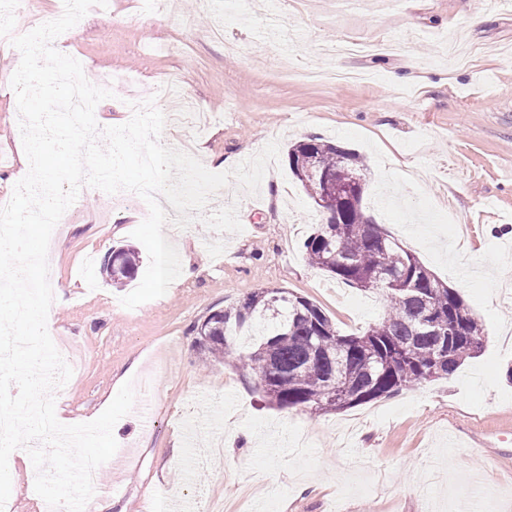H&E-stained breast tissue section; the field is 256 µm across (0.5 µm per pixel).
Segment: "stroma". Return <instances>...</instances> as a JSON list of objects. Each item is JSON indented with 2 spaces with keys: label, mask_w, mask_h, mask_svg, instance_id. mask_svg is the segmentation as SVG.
Returning a JSON list of instances; mask_svg holds the SVG:
<instances>
[{
  "label": "stroma",
  "mask_w": 512,
  "mask_h": 512,
  "mask_svg": "<svg viewBox=\"0 0 512 512\" xmlns=\"http://www.w3.org/2000/svg\"><path fill=\"white\" fill-rule=\"evenodd\" d=\"M345 33L396 48L321 53ZM61 48L86 75L114 78L99 126L128 120L129 92L159 96L173 76L213 119L199 132L165 125L166 146H190L206 165L280 145L257 194L230 185L207 203L210 213L237 204L242 232L182 229L172 243L194 276L134 309L120 299L137 280L115 285L100 269L119 246L147 269L136 208L120 193L83 192L68 212L53 278L67 303L51 334L83 363L54 393L57 418L99 416L122 376L136 391L93 502L110 512H477L489 491L495 512H512V443L498 456L474 445L512 435V301L498 297L512 284V10L497 0H178L157 13L152 0H108ZM20 59L0 47V196L12 195L23 150L11 87ZM309 137L361 155L367 214L485 325L481 352L452 377L315 415L269 404L233 364L203 368L198 325L254 291L307 297L344 334L386 312L306 259L324 215L286 153Z\"/></svg>",
  "instance_id": "1"
}]
</instances>
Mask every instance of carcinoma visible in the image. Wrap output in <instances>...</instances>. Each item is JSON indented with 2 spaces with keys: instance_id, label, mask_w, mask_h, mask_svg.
<instances>
[{
  "instance_id": "obj_1",
  "label": "carcinoma",
  "mask_w": 512,
  "mask_h": 512,
  "mask_svg": "<svg viewBox=\"0 0 512 512\" xmlns=\"http://www.w3.org/2000/svg\"><path fill=\"white\" fill-rule=\"evenodd\" d=\"M288 165L307 195L328 197L325 223L303 242L309 261L341 282L371 290L379 276L405 278L410 290L385 289L384 318L367 331L342 334L309 299L260 290L212 312L206 364L232 362L252 374L263 397L288 409L338 413L436 379L448 378L483 347L485 329L459 293L386 234L354 203L348 187L365 176L359 155L318 138L288 150ZM138 253L112 250L114 284L136 276ZM447 318L442 332L424 328L430 311ZM344 379L348 397H335Z\"/></svg>"
}]
</instances>
